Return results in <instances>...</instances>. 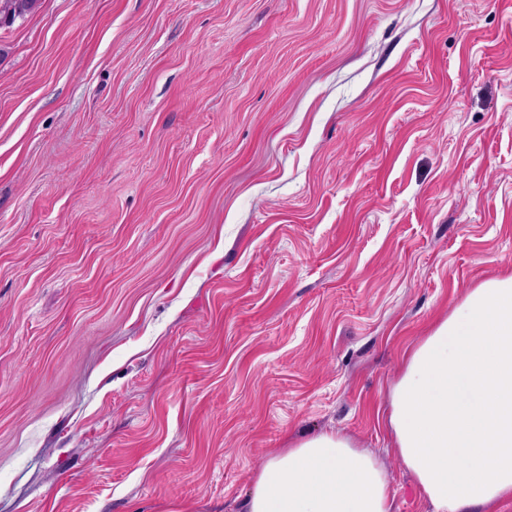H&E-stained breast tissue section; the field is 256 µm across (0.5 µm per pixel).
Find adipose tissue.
Instances as JSON below:
<instances>
[{
  "mask_svg": "<svg viewBox=\"0 0 512 512\" xmlns=\"http://www.w3.org/2000/svg\"><path fill=\"white\" fill-rule=\"evenodd\" d=\"M384 425L432 512H488L512 499V275L467 289L407 351ZM374 456L323 432L271 452L244 512H391Z\"/></svg>",
  "mask_w": 512,
  "mask_h": 512,
  "instance_id": "ef3b65f1",
  "label": "adipose tissue"
}]
</instances>
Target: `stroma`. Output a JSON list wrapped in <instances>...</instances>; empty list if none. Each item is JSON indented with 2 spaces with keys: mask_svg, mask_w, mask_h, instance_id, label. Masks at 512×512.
<instances>
[{
  "mask_svg": "<svg viewBox=\"0 0 512 512\" xmlns=\"http://www.w3.org/2000/svg\"><path fill=\"white\" fill-rule=\"evenodd\" d=\"M512 271V0H40L0 28V512H240Z\"/></svg>",
  "mask_w": 512,
  "mask_h": 512,
  "instance_id": "stroma-1",
  "label": "stroma"
}]
</instances>
